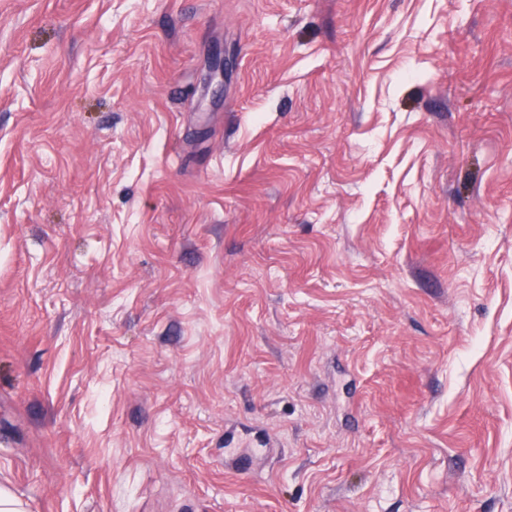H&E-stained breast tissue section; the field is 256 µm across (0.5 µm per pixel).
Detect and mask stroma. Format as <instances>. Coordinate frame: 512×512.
<instances>
[{"label":"stroma","instance_id":"35a3bbf8","mask_svg":"<svg viewBox=\"0 0 512 512\" xmlns=\"http://www.w3.org/2000/svg\"><path fill=\"white\" fill-rule=\"evenodd\" d=\"M0 487L512 512V0H0Z\"/></svg>","mask_w":512,"mask_h":512}]
</instances>
